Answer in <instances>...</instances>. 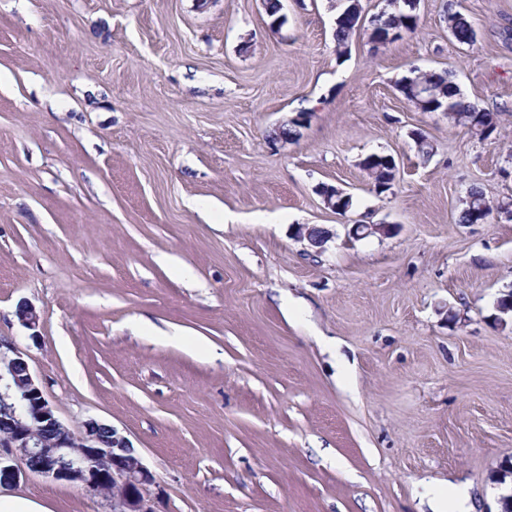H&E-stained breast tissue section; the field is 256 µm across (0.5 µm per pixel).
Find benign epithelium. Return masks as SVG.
<instances>
[{"label":"benign epithelium","instance_id":"benign-epithelium-1","mask_svg":"<svg viewBox=\"0 0 512 512\" xmlns=\"http://www.w3.org/2000/svg\"><path fill=\"white\" fill-rule=\"evenodd\" d=\"M389 224L352 225L357 237L389 234ZM298 236L320 251L328 236L315 233L312 226L301 224ZM16 316L28 330L39 327L35 307L22 303ZM38 454L42 463L28 470L57 481L84 487L104 496L112 487V512H156L150 487L154 475L130 440L114 426L90 418L81 430L74 431L56 415L24 358L7 339L0 338V486L19 483L21 472L14 465Z\"/></svg>","mask_w":512,"mask_h":512}]
</instances>
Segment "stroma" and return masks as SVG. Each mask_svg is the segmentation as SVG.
<instances>
[{
	"mask_svg": "<svg viewBox=\"0 0 512 512\" xmlns=\"http://www.w3.org/2000/svg\"><path fill=\"white\" fill-rule=\"evenodd\" d=\"M445 2L340 57L328 0H280L278 29L262 0H0V337L61 421L132 442L156 512H454V487L498 512L512 491V221H456L472 186L512 199V0H456L471 45ZM416 70L450 71L498 134L416 110ZM371 153L396 161L386 192ZM9 494L110 512L32 473ZM445 20L448 32L459 44L474 43L477 37L474 26L468 19L454 7V3H447ZM386 156L373 153L367 155L360 162L362 169L372 179L375 189L381 193L389 188L383 187L387 186L390 182H394L397 175V165H395V169L389 167L386 162Z\"/></svg>",
	"mask_w": 512,
	"mask_h": 512,
	"instance_id": "stroma-1",
	"label": "stroma"
}]
</instances>
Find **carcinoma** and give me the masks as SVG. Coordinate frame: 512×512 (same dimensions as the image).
<instances>
[{
  "mask_svg": "<svg viewBox=\"0 0 512 512\" xmlns=\"http://www.w3.org/2000/svg\"><path fill=\"white\" fill-rule=\"evenodd\" d=\"M415 8V0H401L398 7L390 6L372 15L368 23L365 24L361 22L363 9L353 6V0H346L336 8L334 31L336 54H344L348 50L352 36L358 32L363 33L370 41L378 33L390 29L414 32L418 25L417 16L413 14ZM445 13L448 32L455 41L460 44L475 42L477 33L474 26L460 11L455 9L454 4H447ZM420 78L434 86L437 90V98L422 102L414 101L412 83ZM398 89L421 112H440L443 107H448V121L467 128L481 141L487 139L497 129V112L465 100L458 85L450 78L447 71L442 73L426 72L407 77L400 82ZM360 166L372 179L375 189L380 193L385 191V186L388 183H392L396 179L397 170L387 165L384 155L369 154L360 162ZM493 210L494 205L486 198L483 191L472 188L465 201V206L458 215L457 223L480 224L489 218Z\"/></svg>",
  "mask_w": 512,
  "mask_h": 512,
  "instance_id": "cac0c4a2",
  "label": "carcinoma"
}]
</instances>
